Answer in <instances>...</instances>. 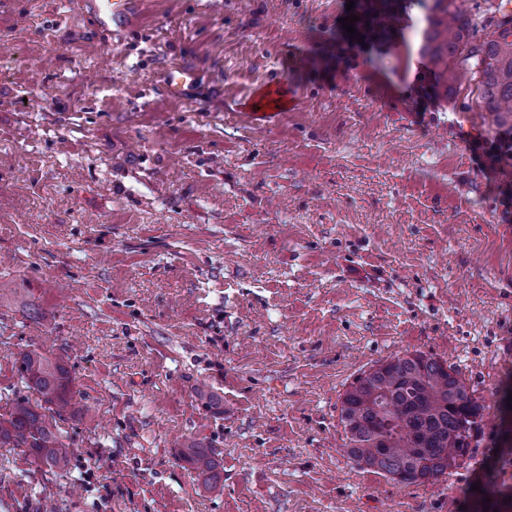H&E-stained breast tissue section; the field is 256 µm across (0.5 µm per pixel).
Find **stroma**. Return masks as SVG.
I'll return each instance as SVG.
<instances>
[{
    "label": "stroma",
    "mask_w": 512,
    "mask_h": 512,
    "mask_svg": "<svg viewBox=\"0 0 512 512\" xmlns=\"http://www.w3.org/2000/svg\"><path fill=\"white\" fill-rule=\"evenodd\" d=\"M80 2L0 0V398L35 349L90 408L67 476L0 448V512H512V192L472 150L512 122L446 88L436 0L346 64L347 0H140L120 36ZM457 2L481 39L512 17ZM270 88L295 109L250 119ZM414 352L482 411L446 476L403 484L348 456L340 409ZM194 79L193 70L187 66L180 65L168 69L165 77L167 95L174 99H182L185 87L191 85ZM184 457L203 484L212 486L216 483L219 463L210 451L202 447L190 446L186 448Z\"/></svg>",
    "instance_id": "35a3bbf8"
}]
</instances>
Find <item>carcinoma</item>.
<instances>
[{"label": "carcinoma", "instance_id": "1", "mask_svg": "<svg viewBox=\"0 0 512 512\" xmlns=\"http://www.w3.org/2000/svg\"><path fill=\"white\" fill-rule=\"evenodd\" d=\"M439 2L443 16L435 26L444 32L432 33L427 50L448 87L473 59L471 75L484 108L511 117L512 18L475 44L470 41L474 24L465 10L456 0ZM16 365L27 394L13 399L9 412L0 414V447L25 448L47 470L64 474L71 451L56 418L83 413L74 401V379L63 359L36 350L20 354ZM481 410L457 370L415 352L358 376L344 394L340 422L355 462L400 483H429L466 455ZM184 457L203 484L216 483L219 463L210 451L192 446Z\"/></svg>", "mask_w": 512, "mask_h": 512}]
</instances>
